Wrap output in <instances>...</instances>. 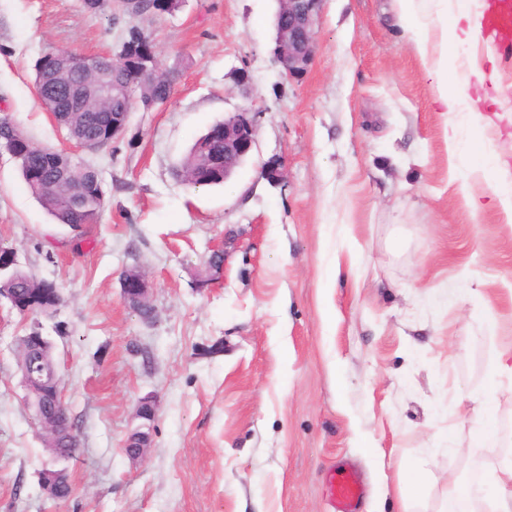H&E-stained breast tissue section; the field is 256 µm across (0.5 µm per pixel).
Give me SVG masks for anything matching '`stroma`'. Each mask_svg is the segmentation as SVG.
<instances>
[{"instance_id": "obj_1", "label": "stroma", "mask_w": 512, "mask_h": 512, "mask_svg": "<svg viewBox=\"0 0 512 512\" xmlns=\"http://www.w3.org/2000/svg\"><path fill=\"white\" fill-rule=\"evenodd\" d=\"M276 9L0 0V115L94 165L105 194L98 223L75 233L0 153V242L64 294L50 318L0 303V512H332L326 475L341 466L367 484L360 512H443L449 480L512 465V380L496 373L512 344L498 201L512 192V58L481 59L476 112H444L397 0H321L300 76L275 58ZM133 26L172 96L133 106L102 148L76 147L40 106L35 65L50 49L112 56ZM243 109L256 139L245 164L220 186L178 179L193 139ZM272 161L280 180L260 173ZM224 239V274L202 285ZM131 266L149 277L152 323L121 294ZM34 329L82 437L64 500L41 487L49 455L16 362ZM147 395L152 442L134 461L124 446ZM416 475L420 494L404 497ZM129 8L136 15L150 14L155 11L173 12L180 8L182 0H131ZM144 1V2H140Z\"/></svg>"}]
</instances>
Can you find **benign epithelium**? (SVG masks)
Masks as SVG:
<instances>
[{"label": "benign epithelium", "mask_w": 512, "mask_h": 512, "mask_svg": "<svg viewBox=\"0 0 512 512\" xmlns=\"http://www.w3.org/2000/svg\"><path fill=\"white\" fill-rule=\"evenodd\" d=\"M279 7L275 14L276 30L275 55L279 63L291 76L306 72L314 56V19L320 0H277ZM182 0H133L129 3L130 11L137 14H150L155 11L173 12L180 8ZM67 54L61 50L50 54L40 63V69L46 80L58 82L61 92L56 96L40 100L41 105L54 119L57 126H63L71 112H84L89 99L101 102L99 111L112 113V138L120 136L126 128L127 114L112 111V97H125L137 101L145 97L143 85L136 82L128 85L112 83L109 71L93 63L86 65V73L79 76L67 71ZM158 66L156 53L152 44L141 46L136 68L149 71ZM68 139L76 145L94 150L108 141L107 131L97 135H85L74 131ZM208 142L224 145V179H229L251 156L255 146V129L253 120L247 110L234 112L224 120L208 129ZM212 259L207 261L208 276L203 284L216 279V274L223 270L228 252L225 245H220L211 252ZM122 294L133 310L151 306L149 283L139 270L127 269L121 278ZM23 382L31 390L29 405L41 408L35 412L44 429L51 432L57 448L53 456L45 463L41 472L43 490L54 498L62 497V488L68 484L69 477L61 463L68 455V449L62 444L74 433V425L60 400V374L52 363L42 359L28 358L23 368ZM149 432L138 430L126 440L127 456L132 460L140 459L149 448Z\"/></svg>", "instance_id": "obj_1"}]
</instances>
